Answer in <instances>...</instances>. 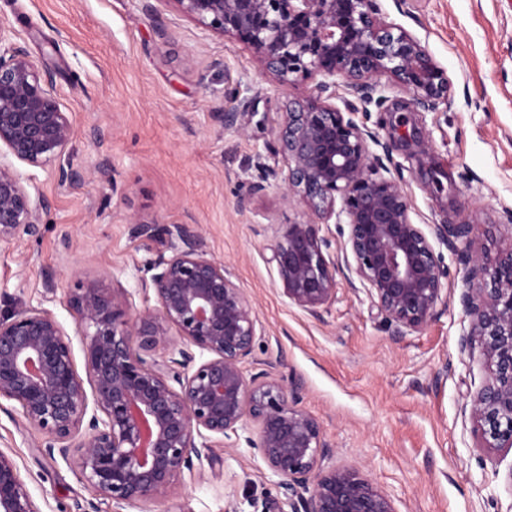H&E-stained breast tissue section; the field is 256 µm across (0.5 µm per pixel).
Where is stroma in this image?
Returning a JSON list of instances; mask_svg holds the SVG:
<instances>
[{
	"instance_id": "obj_1",
	"label": "stroma",
	"mask_w": 512,
	"mask_h": 512,
	"mask_svg": "<svg viewBox=\"0 0 512 512\" xmlns=\"http://www.w3.org/2000/svg\"><path fill=\"white\" fill-rule=\"evenodd\" d=\"M445 70L448 107L416 112L409 95L382 87L383 106L355 119L394 144L414 223L473 225L489 252L512 245V0H377ZM0 25L40 71L73 118L69 163L81 179L60 181L57 165L15 169L42 204L37 236L0 243V282L9 294L50 310L85 354L77 314L65 296L78 281L115 278L135 308L155 304L150 264L166 250L137 221L183 224L203 237L244 288L261 326L247 374L272 370L298 387L299 405L321 422L336 464H354L388 493L398 512H512V449L485 454L461 407L488 377L481 355L460 352L468 326L460 304L464 270L443 251L449 288L437 316L399 332L364 288L343 276L332 238L336 296L320 316L288 302L268 264L276 225L305 220L298 201L263 179L276 166L277 133L289 101L312 82L280 85L247 45L201 30L168 0H0ZM244 109L260 120L246 133L224 127ZM415 135L425 152L400 139ZM266 189L250 195L251 185ZM250 197L247 208L238 201ZM54 279L58 288L47 294ZM47 438L0 403V451L10 455L40 512H269L284 501L278 479L245 442L214 449L165 496L116 507L73 460L49 455Z\"/></svg>"
}]
</instances>
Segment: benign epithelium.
I'll return each mask as SVG.
<instances>
[{
	"mask_svg": "<svg viewBox=\"0 0 512 512\" xmlns=\"http://www.w3.org/2000/svg\"><path fill=\"white\" fill-rule=\"evenodd\" d=\"M202 29L246 44L280 84L314 82L306 100L288 103L275 154L283 200L296 198L310 219L276 230L269 263L283 295L318 316L336 295L332 242L318 220L343 238L346 280L365 288L386 321L409 331L437 315L448 271L435 245L464 267L460 302L469 327L462 352L480 348L489 379L470 396L469 415L483 448H512V248L491 254L471 224H435L427 233L383 158L390 143L329 103L336 79L364 105L381 80L412 97L417 112L448 105L450 81L421 41L386 22L375 0H167ZM39 71L0 27V242L37 235L41 203L7 158L41 166L61 159L76 129ZM253 112H226L238 132ZM381 148L378 154L371 146ZM341 207H336V200ZM167 237L169 255L150 265L157 308L137 310L123 288L79 281L66 303L79 315L87 379L71 338L54 315L20 303L0 314V400L19 407L46 448L73 456L83 477L118 506L167 494L193 460L250 431L247 444L281 478L291 512H397L360 467L326 465L320 421L299 407L293 388L243 367L257 336L255 309L185 225L140 222ZM91 391H86V388ZM0 512H40L14 460L0 451Z\"/></svg>",
	"mask_w": 512,
	"mask_h": 512,
	"instance_id": "benign-epithelium-1",
	"label": "benign epithelium"
}]
</instances>
